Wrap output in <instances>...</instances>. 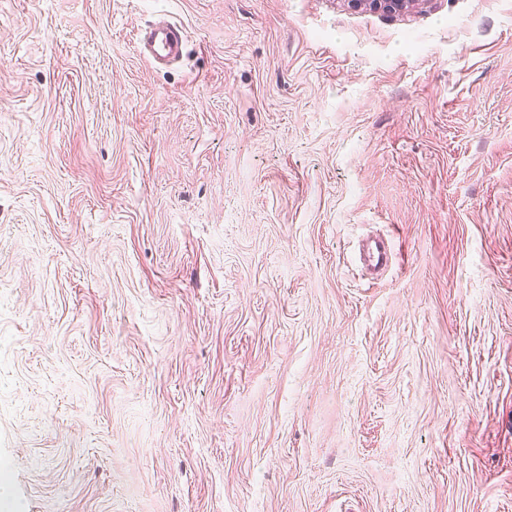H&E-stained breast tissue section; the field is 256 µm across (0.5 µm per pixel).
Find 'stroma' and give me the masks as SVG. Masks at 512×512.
Here are the masks:
<instances>
[{"instance_id":"1","label":"stroma","mask_w":512,"mask_h":512,"mask_svg":"<svg viewBox=\"0 0 512 512\" xmlns=\"http://www.w3.org/2000/svg\"><path fill=\"white\" fill-rule=\"evenodd\" d=\"M0 477L512 512V0H0ZM186 42L181 25L162 20L140 31L137 51L152 66L168 67L182 59Z\"/></svg>"}]
</instances>
